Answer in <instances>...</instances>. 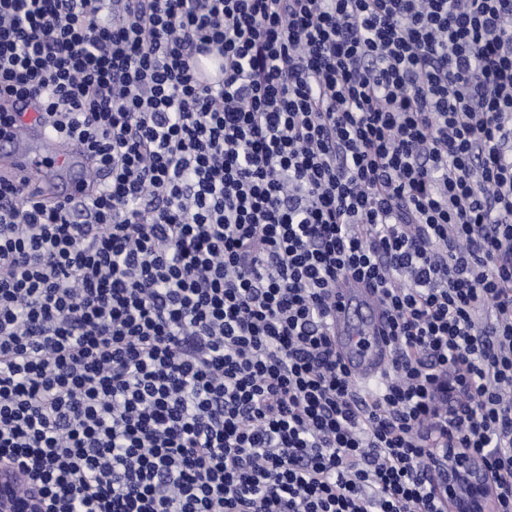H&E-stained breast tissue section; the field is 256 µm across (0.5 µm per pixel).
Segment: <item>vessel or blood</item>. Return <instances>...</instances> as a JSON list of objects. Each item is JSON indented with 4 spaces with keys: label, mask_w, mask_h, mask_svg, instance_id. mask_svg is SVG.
<instances>
[{
    "label": "vessel or blood",
    "mask_w": 512,
    "mask_h": 512,
    "mask_svg": "<svg viewBox=\"0 0 512 512\" xmlns=\"http://www.w3.org/2000/svg\"><path fill=\"white\" fill-rule=\"evenodd\" d=\"M195 67L204 83L214 84L223 77L222 60L216 53H197ZM16 108L22 113L20 120L0 134V175L33 189L53 182L58 201L79 196L81 188L97 178L86 154L37 122L29 103H17ZM328 327L339 357L352 374L363 384L374 381L391 348L386 317L371 289L353 281L337 289Z\"/></svg>",
    "instance_id": "obj_1"
}]
</instances>
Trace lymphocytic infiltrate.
Returning <instances> with one entry per match:
<instances>
[{"label":"lymphocytic infiltrate","instance_id":"obj_1","mask_svg":"<svg viewBox=\"0 0 512 512\" xmlns=\"http://www.w3.org/2000/svg\"><path fill=\"white\" fill-rule=\"evenodd\" d=\"M20 100L103 177L0 181V462L46 512H447L448 438L512 512V0H0ZM195 67L203 83L214 84L222 80V59L216 53L201 50L195 55ZM328 327L336 352L352 374L364 385L374 381L391 348L387 320L372 290L354 281L336 288Z\"/></svg>","mask_w":512,"mask_h":512}]
</instances>
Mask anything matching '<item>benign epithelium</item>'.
I'll return each mask as SVG.
<instances>
[{
  "mask_svg": "<svg viewBox=\"0 0 512 512\" xmlns=\"http://www.w3.org/2000/svg\"><path fill=\"white\" fill-rule=\"evenodd\" d=\"M426 465L440 474L438 493L448 500L449 512H494L497 493L487 460L467 448H435ZM24 476L0 464V512H44L39 490L18 492Z\"/></svg>",
  "mask_w": 512,
  "mask_h": 512,
  "instance_id": "benign-epithelium-1",
  "label": "benign epithelium"
}]
</instances>
